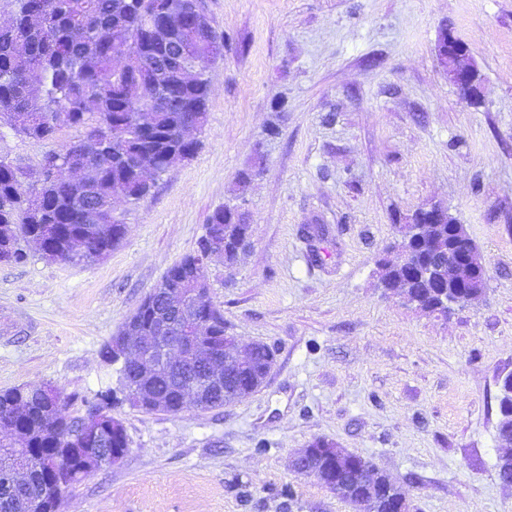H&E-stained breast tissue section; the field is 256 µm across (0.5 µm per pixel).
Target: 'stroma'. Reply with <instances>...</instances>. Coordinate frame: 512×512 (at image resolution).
Wrapping results in <instances>:
<instances>
[{
  "mask_svg": "<svg viewBox=\"0 0 512 512\" xmlns=\"http://www.w3.org/2000/svg\"><path fill=\"white\" fill-rule=\"evenodd\" d=\"M224 34L195 155L137 203L102 260L28 247L0 262V391L57 388L71 416L117 387L101 351L213 212L242 204L249 244L208 263L210 299L241 347L275 364L220 409H114L129 450L74 484L60 512H352L289 466L314 439L371 459L409 512H512L496 473L497 376L512 371V0H202ZM468 46L483 102H463L437 53ZM0 129V157L37 170L75 140ZM263 169L237 201V175ZM443 205L487 270L480 299L436 317L383 292L402 225ZM456 55L468 56V46L451 30H446L443 39L438 44V56L442 60L448 59L449 63Z\"/></svg>",
  "mask_w": 512,
  "mask_h": 512,
  "instance_id": "35a3bbf8",
  "label": "stroma"
}]
</instances>
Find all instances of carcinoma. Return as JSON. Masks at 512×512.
Segmentation results:
<instances>
[{"mask_svg":"<svg viewBox=\"0 0 512 512\" xmlns=\"http://www.w3.org/2000/svg\"><path fill=\"white\" fill-rule=\"evenodd\" d=\"M12 25L0 29V126L16 135L47 141L54 138L53 119L59 112L83 128L82 136L43 156L37 179L26 185L23 166L0 158V262L22 263L27 254L22 243L33 241L43 257L59 258L63 250L76 251V261L93 263L112 250L124 236L125 224L112 209L113 196L123 192L136 202L144 171L138 158L157 161L158 172L193 156L197 143L185 139L189 124L204 126L210 96L209 77L201 73L182 86L171 82L165 62L173 48L180 49L185 64L206 67L223 55L224 36L209 28L201 34L191 28H169L167 13L191 6L190 0H15ZM24 46H19V43ZM90 155L87 172L69 183L59 169L76 155ZM100 216L102 223H84L83 208ZM210 223L232 238L248 240L250 225L236 206L217 209ZM197 250L173 264L166 276L192 269L205 251ZM420 263L448 262V225L428 232L418 253ZM380 278L389 286L414 289L430 312L448 315L436 288L423 280L416 267L381 266ZM166 310L145 308L137 315L140 335H154ZM197 339L201 346L194 365L155 374L144 382L143 401L118 397L115 390L97 395L92 406L107 413L106 441L102 445L109 463L113 452L128 447L125 428L112 417V407L126 402L151 411L148 399L168 401L187 381V375L206 387L204 408L215 409L256 392L265 382L274 352L259 345L251 356L249 379L228 385L212 380L235 364L234 337L224 333V315L212 307L205 314ZM503 433L512 430V400L498 399ZM0 422L22 432L26 445L39 449L41 463L61 466L52 479L61 492L88 475L81 460L70 453L82 447L74 438V419L60 413L58 404L39 389L16 387L0 393ZM347 451L335 443L316 439L298 452L313 459L318 472L336 467ZM46 474L35 469L20 493L0 495V512H59L60 499L45 496ZM357 492L374 499V512H394L403 497L399 485L385 472L362 478Z\"/></svg>","mask_w":512,"mask_h":512,"instance_id":"obj_1","label":"carcinoma"}]
</instances>
